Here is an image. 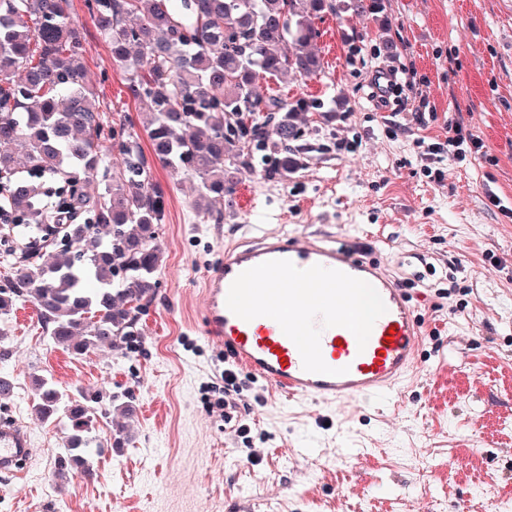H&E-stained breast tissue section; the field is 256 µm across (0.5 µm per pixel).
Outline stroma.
Instances as JSON below:
<instances>
[{"mask_svg": "<svg viewBox=\"0 0 512 512\" xmlns=\"http://www.w3.org/2000/svg\"><path fill=\"white\" fill-rule=\"evenodd\" d=\"M70 12L96 103L141 131L144 106L86 0ZM316 26L319 75L258 82L313 105L300 169L258 168L233 207L218 200L203 215L196 180L154 166L167 191L164 260L131 352L76 357L43 335L32 303L10 314L0 375L14 389L0 409L35 454L23 482L0 480V512H512V0H379L373 13L327 12ZM380 68L415 85L398 112L371 94ZM421 104L437 115L424 127L412 119ZM460 118L487 155L444 157V182L430 183L420 143ZM262 229L372 233L365 257L406 289L423 329L397 397L350 404L344 441L316 423L331 410L290 404L242 368L230 417L209 405L231 361L195 332L203 273ZM36 375L102 389L116 410L132 404V439L95 449V479L51 481L63 434L31 413ZM342 446L357 459L329 467Z\"/></svg>", "mask_w": 512, "mask_h": 512, "instance_id": "stroma-1", "label": "stroma"}]
</instances>
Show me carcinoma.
Returning <instances> with one entry per match:
<instances>
[{"mask_svg": "<svg viewBox=\"0 0 512 512\" xmlns=\"http://www.w3.org/2000/svg\"><path fill=\"white\" fill-rule=\"evenodd\" d=\"M88 0L130 95L148 112L146 155L132 121L105 123L92 104L82 33L69 0H0V240L14 262L0 278V320L35 305L43 333L74 356L102 347L127 353L142 335L137 313L155 296L163 262L157 242L166 193L153 163L199 180L194 203L233 202L239 180L270 152L275 171L301 164L300 97L260 94L256 80L322 70L315 20L330 0ZM117 155L121 164L111 165ZM229 165H224V162ZM101 176L95 193L80 183ZM55 259L46 258L48 249ZM32 412L64 428L56 485L101 447L96 424L111 416L101 395L35 378ZM130 439L112 424L110 445Z\"/></svg>", "mask_w": 512, "mask_h": 512, "instance_id": "1", "label": "carcinoma"}]
</instances>
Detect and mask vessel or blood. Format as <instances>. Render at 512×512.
Segmentation results:
<instances>
[{
	"instance_id": "1",
	"label": "vessel or blood",
	"mask_w": 512,
	"mask_h": 512,
	"mask_svg": "<svg viewBox=\"0 0 512 512\" xmlns=\"http://www.w3.org/2000/svg\"><path fill=\"white\" fill-rule=\"evenodd\" d=\"M367 246L360 237L338 244L279 231L225 248L223 262L205 275L200 336L294 402L339 410L389 398L413 365L422 332L397 280L364 257ZM362 285L375 310L358 334L351 312ZM32 453L18 424L0 423V472L12 473Z\"/></svg>"
}]
</instances>
